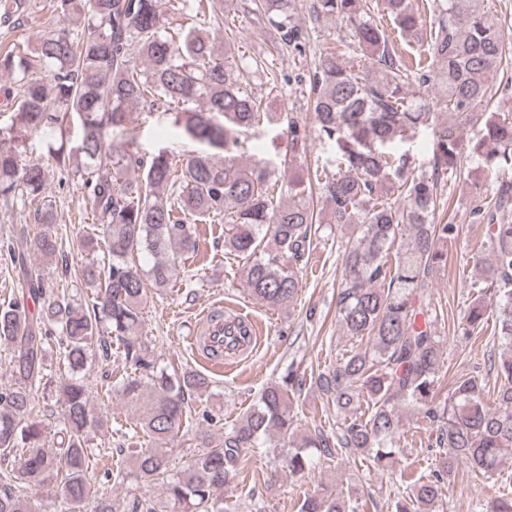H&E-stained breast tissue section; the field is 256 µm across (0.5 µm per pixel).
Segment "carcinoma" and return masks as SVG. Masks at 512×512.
Returning <instances> with one entry per match:
<instances>
[{"label": "carcinoma", "mask_w": 512, "mask_h": 512, "mask_svg": "<svg viewBox=\"0 0 512 512\" xmlns=\"http://www.w3.org/2000/svg\"><path fill=\"white\" fill-rule=\"evenodd\" d=\"M400 34L418 38L422 20L412 0H384ZM59 28L35 45L17 41L0 51V75L12 85L4 97L13 111L9 128H0V197L40 199L36 241L41 259L51 261L61 248L51 230L55 223L47 198L49 170L23 163L18 132L58 134L49 145L57 165L71 168L87 190L101 224L100 237L87 236L81 247L95 254L81 268L93 289L92 304L51 298L42 270H28L21 240L0 243L26 275L21 296L0 309V344L8 346L13 383L0 388V453L26 448L12 475L0 473V512H38L18 494L20 484L56 483L68 512H224L219 491L231 484L246 453L286 449L288 471L302 473L343 453L359 455L384 467L394 455L400 427L397 402L437 424V445L444 449L437 469L410 484L409 502L399 499L395 512H437L445 484L456 477L459 462L471 473H495L503 454L512 451V182L502 184L495 210L486 216L487 252L475 270L477 289L467 314L476 329L488 304L495 303V328L505 343L497 366L496 407L487 406L472 377L453 380L444 402L436 401L440 382L438 315L423 297L433 271L448 263L447 244L457 226L435 224L439 182L460 167L463 116L487 99L490 79L509 63L499 19L485 0H433L428 52L435 67H419L421 87L438 86L433 104L405 91L410 72L372 21L366 0H311L315 19L344 24L356 55L344 51L319 56L309 75L307 98L319 137L336 145L333 175H288L275 191L267 165L249 166L233 156L238 136L264 121L286 123L291 144L307 137L294 112L264 111L263 97L241 78L235 49L224 41L214 49L210 34L196 24L170 21L165 0H52ZM182 9L202 22L224 19V0H181ZM256 11L288 47L301 50V31L291 20L293 0H254ZM21 0H0V25L13 26ZM136 44L146 66L128 55ZM175 105L189 138L224 151L219 162L208 152L182 165L165 151L143 157L107 150L104 131L126 124L142 103ZM81 137L70 138L73 120ZM432 130L431 171L416 172L408 156L394 157L398 141ZM473 154L512 172V116L491 112ZM136 171V179L127 177ZM328 206L316 219L312 189ZM224 224V253L238 259L250 295L270 308L293 306L300 274L317 223L348 229L341 243L343 271L336 297L337 317L345 335L367 338L364 348L321 373V390L342 415L336 433L321 430L296 439L290 395L305 385V374L290 365L279 380L259 393L252 407L224 428V438L171 472V441L191 417L189 393L202 395L210 379L192 369L168 371L160 365L142 333V304L148 285L167 287L183 257L198 250L195 225ZM405 245L394 249L396 241ZM153 259L147 270L139 255ZM38 306L33 314L29 304ZM59 331V353L69 376L61 383L59 420L48 440L45 424L34 413L33 392L44 382L46 337L42 325ZM117 342L130 372L108 390L134 409V428L156 448H121L114 480L121 481L127 462L135 476L158 481L163 498L156 503L135 498L126 507L97 494L88 476L89 434L108 424L96 416L82 375L88 360L108 355ZM371 404L357 417L361 400ZM359 501L333 488L306 496L298 512H360ZM491 512H512V487L504 485Z\"/></svg>", "instance_id": "cac0c4a2"}]
</instances>
